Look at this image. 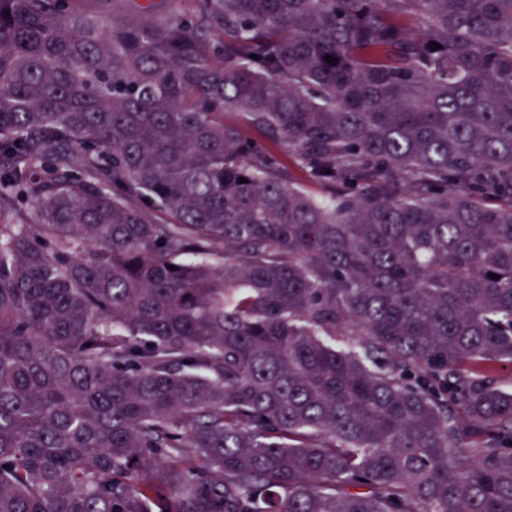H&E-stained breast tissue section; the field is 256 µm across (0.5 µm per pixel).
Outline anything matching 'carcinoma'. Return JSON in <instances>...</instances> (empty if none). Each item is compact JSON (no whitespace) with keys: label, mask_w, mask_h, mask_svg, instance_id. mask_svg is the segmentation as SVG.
Listing matches in <instances>:
<instances>
[{"label":"carcinoma","mask_w":512,"mask_h":512,"mask_svg":"<svg viewBox=\"0 0 512 512\" xmlns=\"http://www.w3.org/2000/svg\"><path fill=\"white\" fill-rule=\"evenodd\" d=\"M100 2L0 0V512H512V0ZM147 1H152L153 5L148 13H144L140 10V6L148 5L149 2ZM134 3L139 4V6ZM101 5L108 14L139 19L144 17L152 19L157 16H166L172 10L188 13L191 8V2L189 1L171 3L169 0H108L107 2L101 3Z\"/></svg>","instance_id":"obj_1"}]
</instances>
